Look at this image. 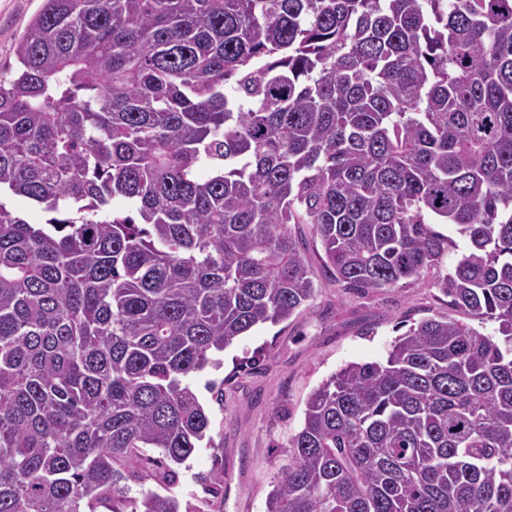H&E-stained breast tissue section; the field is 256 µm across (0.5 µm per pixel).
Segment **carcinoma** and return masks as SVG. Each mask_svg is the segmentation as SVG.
<instances>
[{
    "label": "carcinoma",
    "instance_id": "carcinoma-1",
    "mask_svg": "<svg viewBox=\"0 0 512 512\" xmlns=\"http://www.w3.org/2000/svg\"><path fill=\"white\" fill-rule=\"evenodd\" d=\"M14 56L0 512H206L123 481L172 483L189 377L313 299L296 224L336 282L430 274L502 339L427 318L342 367L266 512H512V0H42ZM433 229L439 234L448 237V256L444 260L443 273L453 270L461 256L467 252L468 242L457 232L453 224H432Z\"/></svg>",
    "mask_w": 512,
    "mask_h": 512
}]
</instances>
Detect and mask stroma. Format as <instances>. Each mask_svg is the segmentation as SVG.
<instances>
[{
    "label": "stroma",
    "mask_w": 512,
    "mask_h": 512,
    "mask_svg": "<svg viewBox=\"0 0 512 512\" xmlns=\"http://www.w3.org/2000/svg\"><path fill=\"white\" fill-rule=\"evenodd\" d=\"M42 0H0V77L15 66L13 49ZM317 292L288 320L266 323L216 353L215 365L190 382L210 419L212 444H201L165 487L180 503L205 495L200 481L224 453V490L213 503L220 512H266L272 482L288 462V443L301 427L309 395L342 366L382 361L395 337L430 317L457 311L425 276L416 283L358 292L336 283L323 264L319 239L307 224L295 227ZM224 385L223 401L207 391Z\"/></svg>",
    "instance_id": "obj_1"
}]
</instances>
